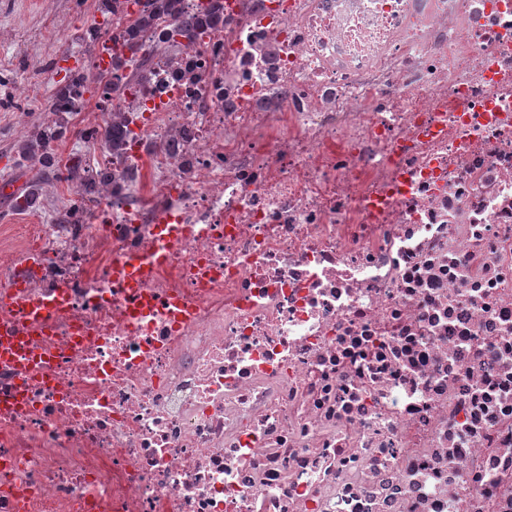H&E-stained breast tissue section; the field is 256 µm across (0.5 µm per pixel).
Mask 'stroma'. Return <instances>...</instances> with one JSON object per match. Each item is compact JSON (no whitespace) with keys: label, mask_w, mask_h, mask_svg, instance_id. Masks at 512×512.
<instances>
[{"label":"stroma","mask_w":512,"mask_h":512,"mask_svg":"<svg viewBox=\"0 0 512 512\" xmlns=\"http://www.w3.org/2000/svg\"><path fill=\"white\" fill-rule=\"evenodd\" d=\"M98 19L97 0H0V100L19 85L34 89L23 99L22 111H0V245L19 244L18 225L56 223L60 208L72 195V185L60 182L41 196L35 208L13 209V198L27 190L33 177L17 160L14 146L30 125L40 121L53 86L65 78L57 67L60 52L69 54L70 66L89 67L87 48L75 36L97 25ZM99 116V95L87 90L82 111L74 115L66 138L55 145L63 161L85 165L92 161L98 149L81 139L79 131Z\"/></svg>","instance_id":"stroma-1"}]
</instances>
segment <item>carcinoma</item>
<instances>
[{"label":"carcinoma","mask_w":512,"mask_h":512,"mask_svg":"<svg viewBox=\"0 0 512 512\" xmlns=\"http://www.w3.org/2000/svg\"><path fill=\"white\" fill-rule=\"evenodd\" d=\"M182 0H141L140 8L135 18L117 34L111 35L108 42L115 46V66H130L133 76L144 77L148 58L141 53L142 44L140 33L154 26L158 16L164 14L179 20V25L173 34L180 37V41L191 44L201 38L205 31L216 25L224 18V4L220 0H209L206 10L184 16L181 7ZM104 84L103 93L121 96V84L110 79L101 82L100 78L90 79V74L82 70L72 72L67 80L58 85L54 91L48 108V118L32 126L22 147V156L30 166L46 175L58 170V160L49 148V143L64 138L69 130L70 118L76 110L78 101L88 90L90 82ZM109 137L105 148L114 156L123 153V130L127 126V116L123 112L107 113ZM92 175L78 162H73L66 168L63 180L80 188L84 194L93 193L91 187Z\"/></svg>","instance_id":"carcinoma-1"}]
</instances>
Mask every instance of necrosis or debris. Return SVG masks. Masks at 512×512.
Returning a JSON list of instances; mask_svg holds the SVG:
<instances>
[{"mask_svg": "<svg viewBox=\"0 0 512 512\" xmlns=\"http://www.w3.org/2000/svg\"><path fill=\"white\" fill-rule=\"evenodd\" d=\"M142 43L98 203L0 250V512H512V0Z\"/></svg>", "mask_w": 512, "mask_h": 512, "instance_id": "obj_1", "label": "necrosis or debris"}]
</instances>
